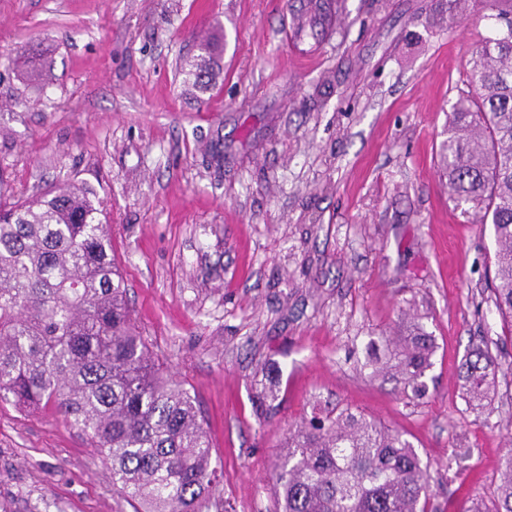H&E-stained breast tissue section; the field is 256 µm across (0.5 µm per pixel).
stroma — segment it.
<instances>
[{
    "label": "stroma",
    "instance_id": "1",
    "mask_svg": "<svg viewBox=\"0 0 512 512\" xmlns=\"http://www.w3.org/2000/svg\"><path fill=\"white\" fill-rule=\"evenodd\" d=\"M0 0V203L70 182L106 203L150 350L194 398L232 512H275L289 429L347 406L431 465L432 512L490 501L512 418V338L491 300L493 229L450 197L439 151L490 35L480 4ZM222 34L205 95L185 63ZM43 47L54 83L17 72ZM435 338L424 399L358 367L402 319ZM499 342L484 405L460 367ZM0 512H134L106 459L53 411L0 402Z\"/></svg>",
    "mask_w": 512,
    "mask_h": 512
}]
</instances>
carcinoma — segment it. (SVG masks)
Listing matches in <instances>:
<instances>
[{
    "instance_id": "obj_1",
    "label": "carcinoma",
    "mask_w": 512,
    "mask_h": 512,
    "mask_svg": "<svg viewBox=\"0 0 512 512\" xmlns=\"http://www.w3.org/2000/svg\"><path fill=\"white\" fill-rule=\"evenodd\" d=\"M486 7L500 25L472 53L440 162L449 194L493 226V303L512 327V0ZM219 55L217 38L200 43L188 69L199 92L219 74ZM102 215L96 195L76 185L0 207V401L77 426L137 512H225L203 419L132 317ZM380 341L362 364L368 377L389 375L424 398L434 337L404 321ZM496 345L483 338L462 363L470 405L489 398ZM286 448L272 474L277 512H429V464L403 433L349 407L314 413ZM464 512H512V453L492 507Z\"/></svg>"
}]
</instances>
